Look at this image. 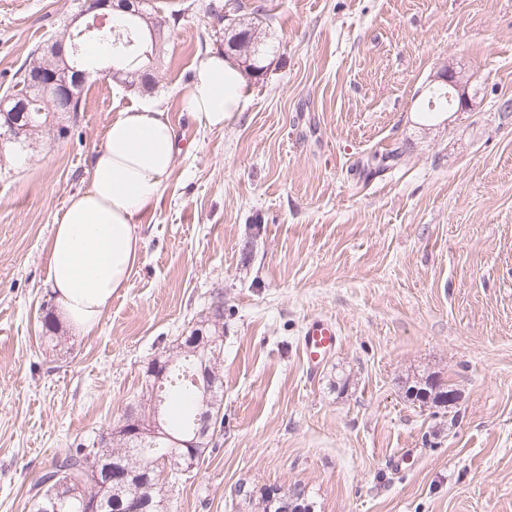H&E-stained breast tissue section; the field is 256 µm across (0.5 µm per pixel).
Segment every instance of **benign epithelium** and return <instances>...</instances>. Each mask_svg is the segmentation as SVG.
I'll list each match as a JSON object with an SVG mask.
<instances>
[{
    "label": "benign epithelium",
    "mask_w": 512,
    "mask_h": 512,
    "mask_svg": "<svg viewBox=\"0 0 512 512\" xmlns=\"http://www.w3.org/2000/svg\"><path fill=\"white\" fill-rule=\"evenodd\" d=\"M140 0H90L89 8L79 15L81 22L75 27L79 37L60 39L54 41L51 51L52 63L40 71L27 76L30 87L23 93L14 94L9 100L16 103L13 108L15 112L30 111V103L33 102L31 94L34 91L40 92L46 100V107L50 112L60 111L58 103L68 100L74 96V91L84 86L92 76L90 70L83 68L82 48L83 42L80 38L91 39L96 35L108 30L112 22L118 19L128 20V17L141 15L139 9ZM471 77L465 72L457 69L450 63L444 66L431 83H440L448 86V96L458 102V109L464 110L470 107L472 99L469 93ZM219 337L207 336L204 332L194 333L186 337V344L181 346L183 350H191L199 354L201 350H207L217 345ZM173 365V359H155L146 370L147 383L136 405L130 407L125 414L127 420L112 428V438L122 437L132 439L146 444L147 440H167L171 444L168 452L161 457H148L143 449L135 448L123 459L119 467L110 465L100 468V464H89L90 476L95 488L100 491L108 489L109 484L119 483L129 485V479L139 473L154 474L160 478L170 470H182L187 472L195 466V462L183 453V449L191 448L196 443L200 434L208 433L213 416L203 413L197 417L200 428L194 436L175 437L165 431L160 425L158 411L150 407L147 397L151 390V381L162 379ZM77 500L87 504L88 499L81 482L75 483L72 491L66 495H55L50 491L46 494L44 501L40 504L42 512H63L66 505Z\"/></svg>",
    "instance_id": "obj_1"
}]
</instances>
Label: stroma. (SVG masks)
Segmentation results:
<instances>
[{
	"instance_id": "1",
	"label": "stroma",
	"mask_w": 512,
	"mask_h": 512,
	"mask_svg": "<svg viewBox=\"0 0 512 512\" xmlns=\"http://www.w3.org/2000/svg\"><path fill=\"white\" fill-rule=\"evenodd\" d=\"M208 2L153 0L179 18L152 94L98 78L84 112L56 114L65 139L0 151V512H29L42 469L116 425L218 303L224 425L164 512H262L295 487L311 512H512V0H244L273 50L213 131L184 107L224 50ZM79 3L0 0V92ZM451 60L475 107L419 120ZM147 102L179 152L136 272L92 332L49 348L55 217L112 118ZM316 318L339 344L312 370ZM414 373L455 385L454 407L408 400Z\"/></svg>"
}]
</instances>
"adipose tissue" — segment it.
Masks as SVG:
<instances>
[{"instance_id":"1","label":"adipose tissue","mask_w":512,"mask_h":512,"mask_svg":"<svg viewBox=\"0 0 512 512\" xmlns=\"http://www.w3.org/2000/svg\"><path fill=\"white\" fill-rule=\"evenodd\" d=\"M245 96L239 68L210 53L199 63L185 106L203 129H220ZM175 139L167 113L151 105L130 107L109 123L89 187L68 197L52 228L46 282L59 326L91 332L126 288L143 246L141 219L173 169Z\"/></svg>"}]
</instances>
